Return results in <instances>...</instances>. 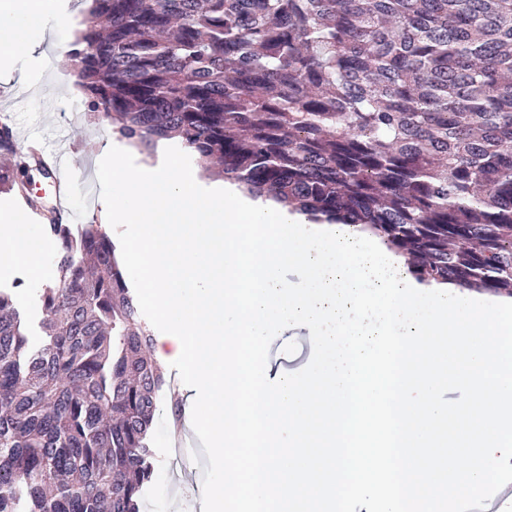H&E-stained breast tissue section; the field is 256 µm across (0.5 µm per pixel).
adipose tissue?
<instances>
[{
  "mask_svg": "<svg viewBox=\"0 0 512 512\" xmlns=\"http://www.w3.org/2000/svg\"><path fill=\"white\" fill-rule=\"evenodd\" d=\"M53 19L70 24L74 14L59 12L57 0H0V65L27 53L32 32ZM44 250V240L22 215L0 217V270L9 271L20 263L38 270Z\"/></svg>",
  "mask_w": 512,
  "mask_h": 512,
  "instance_id": "ef3b65f1",
  "label": "adipose tissue"
}]
</instances>
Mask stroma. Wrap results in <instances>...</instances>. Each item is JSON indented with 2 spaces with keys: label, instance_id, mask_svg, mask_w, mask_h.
Returning a JSON list of instances; mask_svg holds the SVG:
<instances>
[{
  "label": "stroma",
  "instance_id": "stroma-1",
  "mask_svg": "<svg viewBox=\"0 0 512 512\" xmlns=\"http://www.w3.org/2000/svg\"><path fill=\"white\" fill-rule=\"evenodd\" d=\"M77 31L67 25L47 24L33 35L36 57L21 62L11 78H0V112L20 129L54 143L79 140L81 164L97 169L105 146H121L122 138L110 128L88 121L83 95L74 93L75 79L65 52ZM56 244H49L38 272L20 266L0 276V285L13 289L18 306L33 318L41 316L40 291L55 277ZM313 346L302 333L290 331L271 343L268 359L274 368L291 373L310 362ZM171 394L163 392L152 423L155 472L141 501V512H202V473L172 476L169 471V436L172 432Z\"/></svg>",
  "mask_w": 512,
  "mask_h": 512
}]
</instances>
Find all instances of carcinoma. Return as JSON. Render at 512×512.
Segmentation results:
<instances>
[{
    "mask_svg": "<svg viewBox=\"0 0 512 512\" xmlns=\"http://www.w3.org/2000/svg\"><path fill=\"white\" fill-rule=\"evenodd\" d=\"M67 52L86 111L176 139L290 211L376 234L420 282L512 296V0H92ZM56 241L43 344L0 287V512H140L164 377L106 229L24 186Z\"/></svg>",
    "mask_w": 512,
    "mask_h": 512,
    "instance_id": "carcinoma-1",
    "label": "carcinoma"
}]
</instances>
